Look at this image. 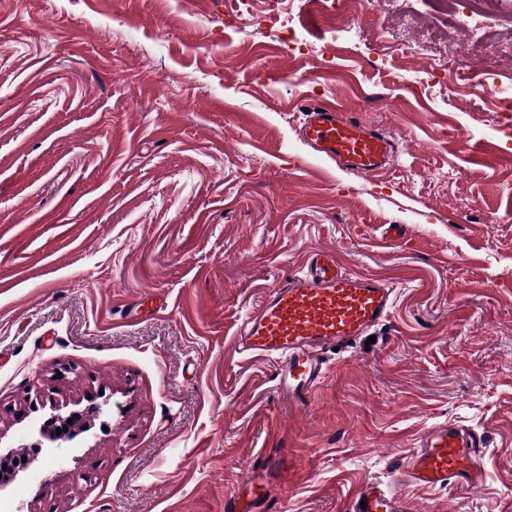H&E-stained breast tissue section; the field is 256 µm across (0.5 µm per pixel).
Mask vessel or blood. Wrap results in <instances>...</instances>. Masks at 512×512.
<instances>
[{
	"mask_svg": "<svg viewBox=\"0 0 512 512\" xmlns=\"http://www.w3.org/2000/svg\"><path fill=\"white\" fill-rule=\"evenodd\" d=\"M300 114L299 136L318 157L366 176L387 168L396 146L390 134L319 100L304 105ZM396 301L387 278L353 272L336 250L321 248L247 310L238 331V352L273 362L277 392L303 405L327 373L325 352L381 325ZM483 447L482 436L473 429L436 424L402 459L392 483L360 485L348 510L409 512L405 492L411 488L473 491L485 478ZM275 464L273 457L261 455L242 482L243 495L225 501L224 512H260Z\"/></svg>",
	"mask_w": 512,
	"mask_h": 512,
	"instance_id": "vessel-or-blood-1",
	"label": "vessel or blood"
}]
</instances>
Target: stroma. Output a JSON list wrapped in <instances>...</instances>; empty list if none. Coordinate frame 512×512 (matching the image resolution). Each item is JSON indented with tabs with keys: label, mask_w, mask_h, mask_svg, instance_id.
I'll return each mask as SVG.
<instances>
[{
	"label": "stroma",
	"mask_w": 512,
	"mask_h": 512,
	"mask_svg": "<svg viewBox=\"0 0 512 512\" xmlns=\"http://www.w3.org/2000/svg\"><path fill=\"white\" fill-rule=\"evenodd\" d=\"M475 26L512 87V0H253L235 23L220 0H0V450L48 417L36 388L105 410L0 512H224L268 449L269 507L346 512L448 420L483 434L485 480L412 492V512H512L508 105L481 69L439 80L398 46L439 59ZM309 98L390 132L396 160L317 159ZM317 248L398 298L298 407L235 341Z\"/></svg>",
	"instance_id": "stroma-1"
}]
</instances>
